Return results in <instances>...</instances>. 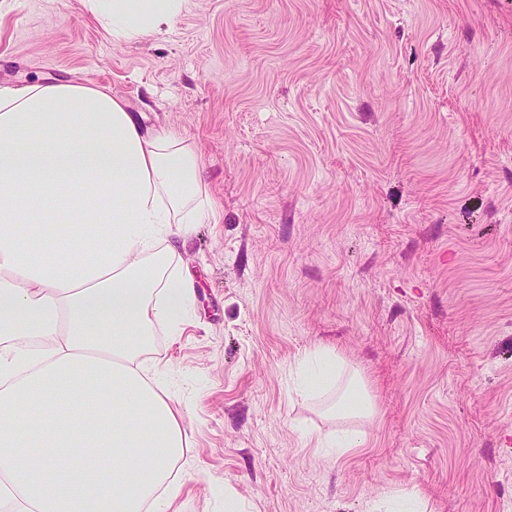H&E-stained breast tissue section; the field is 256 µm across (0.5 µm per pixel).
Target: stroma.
Instances as JSON below:
<instances>
[{
    "instance_id": "stroma-1",
    "label": "stroma",
    "mask_w": 512,
    "mask_h": 512,
    "mask_svg": "<svg viewBox=\"0 0 512 512\" xmlns=\"http://www.w3.org/2000/svg\"><path fill=\"white\" fill-rule=\"evenodd\" d=\"M106 88L201 157L219 221L182 251L174 512H512V0H185L114 42L84 0H0V84ZM336 347L372 419L289 391ZM356 430L357 448L308 433ZM387 504H394V506H404L400 511L406 512H419V499L417 494L409 491L406 488L398 487L392 489L383 499L376 501L372 500L366 503L365 512H382L379 509Z\"/></svg>"
}]
</instances>
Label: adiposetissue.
<instances>
[{"mask_svg":"<svg viewBox=\"0 0 512 512\" xmlns=\"http://www.w3.org/2000/svg\"><path fill=\"white\" fill-rule=\"evenodd\" d=\"M184 0H87L114 41L171 27ZM185 137L106 89L0 86V505L8 512H169L185 411L141 357L178 332L195 284L178 263L217 214ZM292 391L371 418L335 348Z\"/></svg>","mask_w":512,"mask_h":512,"instance_id":"ef3b65f1","label":"adipose tissue"}]
</instances>
